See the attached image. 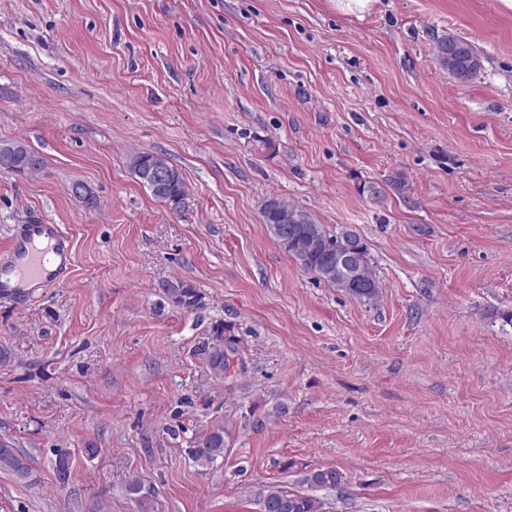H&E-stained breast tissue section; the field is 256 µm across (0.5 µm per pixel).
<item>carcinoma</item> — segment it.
Here are the masks:
<instances>
[{"label": "carcinoma", "mask_w": 512, "mask_h": 512, "mask_svg": "<svg viewBox=\"0 0 512 512\" xmlns=\"http://www.w3.org/2000/svg\"><path fill=\"white\" fill-rule=\"evenodd\" d=\"M478 56L475 48L468 49V56L459 60L451 75L468 84L479 75L481 65L471 62ZM42 158L22 141L0 143V167L19 174L35 173L42 169ZM130 170L151 196L171 212L181 214L188 210L190 197L181 171L171 165L159 153H137L130 159ZM297 211V207L275 196L267 198L261 208L263 224L275 241L306 272L347 295L352 294L349 280L361 275L373 284V288L356 295L360 300L371 301L379 295V284L373 274L367 245L361 236L350 229L332 232L317 223L307 211H301L306 219L303 229L294 235L280 232L285 210ZM172 304L187 311L202 307V295L193 286L182 281H168L161 285ZM234 344V339L224 335V324L213 326L211 340L202 344L197 356L205 361L218 375L229 367L224 360V345ZM224 456V426L215 425L209 432L198 437L192 449V457L201 465H208ZM0 469L11 472L19 479L29 477L30 460L10 445L0 442ZM307 482L315 487L335 488L342 483V474L333 469H316L307 476ZM323 503L317 498L293 493L279 486H270L262 494L263 512H322Z\"/></svg>", "instance_id": "1"}]
</instances>
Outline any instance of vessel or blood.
<instances>
[{"mask_svg": "<svg viewBox=\"0 0 512 512\" xmlns=\"http://www.w3.org/2000/svg\"><path fill=\"white\" fill-rule=\"evenodd\" d=\"M72 266L73 241L61 225H14L7 248L0 250V297L30 298L58 287Z\"/></svg>", "mask_w": 512, "mask_h": 512, "instance_id": "1", "label": "vessel or blood"}]
</instances>
